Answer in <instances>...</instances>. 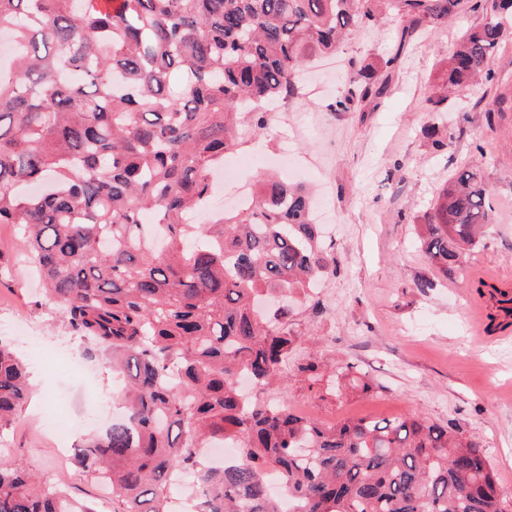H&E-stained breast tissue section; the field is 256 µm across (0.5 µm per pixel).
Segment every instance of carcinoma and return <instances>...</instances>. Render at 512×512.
<instances>
[{"instance_id":"cac0c4a2","label":"carcinoma","mask_w":512,"mask_h":512,"mask_svg":"<svg viewBox=\"0 0 512 512\" xmlns=\"http://www.w3.org/2000/svg\"><path fill=\"white\" fill-rule=\"evenodd\" d=\"M463 0H0V32L17 54L0 69V224L20 227L47 296L82 338L112 351L126 378L125 417L78 455L112 484V512H170L168 487L195 477L193 512H512L476 440L455 424L406 414L323 424L286 404L244 399L238 378L282 382L292 338L272 293L310 288L336 267L304 187L268 176L250 206L208 224L211 175L245 135L273 125L269 106L296 93L313 56L356 29L408 22L401 41L436 31ZM481 14L448 54L455 105L480 84L492 115L512 112V76L494 68L512 40V0H468ZM365 65L330 108L350 112L385 93ZM80 73V85L62 78ZM483 162L456 171L417 219L431 268L455 277L493 224ZM32 393L0 342V430ZM236 443L235 461L199 449ZM0 512H88L64 487L0 460Z\"/></svg>"}]
</instances>
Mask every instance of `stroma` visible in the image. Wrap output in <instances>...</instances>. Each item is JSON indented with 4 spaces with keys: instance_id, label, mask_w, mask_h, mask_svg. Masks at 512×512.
Returning a JSON list of instances; mask_svg holds the SVG:
<instances>
[{
    "instance_id": "obj_1",
    "label": "stroma",
    "mask_w": 512,
    "mask_h": 512,
    "mask_svg": "<svg viewBox=\"0 0 512 512\" xmlns=\"http://www.w3.org/2000/svg\"><path fill=\"white\" fill-rule=\"evenodd\" d=\"M479 20L463 9L448 28L406 43L400 18L352 32L335 57L306 70L318 94L290 99L270 130L233 157L237 177L225 182L224 196L255 185L287 137L296 183L334 219L326 236L337 270L319 281V297H299L284 319L296 339L286 379L257 400H280L323 423L405 413L455 423L481 443L499 484L512 493V336L478 337L469 305L475 280L512 284V112L487 125L472 107V91L442 116L450 149L435 150L422 135L448 50ZM393 54L399 64L376 109L330 110L354 66ZM479 157L487 162L496 222L467 252L460 275L419 294L415 281L432 271L415 243V218L458 167ZM21 333L31 338L19 350L35 394L0 431V457L67 485L75 500L99 512L101 487L80 469L76 446L123 415L118 378L106 352L72 331L43 295L17 226L0 224V341L14 343ZM332 362L351 366L354 387L313 384L296 371Z\"/></svg>"
}]
</instances>
